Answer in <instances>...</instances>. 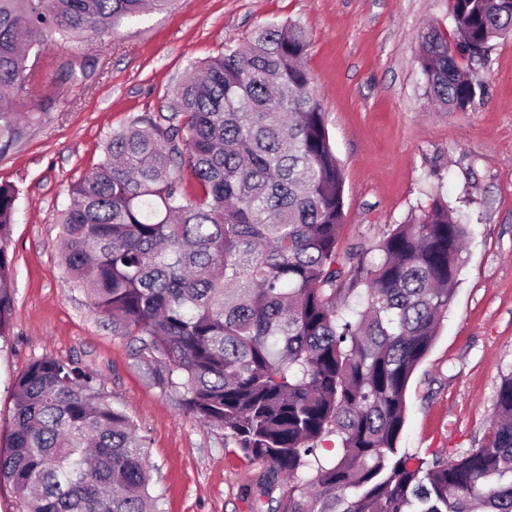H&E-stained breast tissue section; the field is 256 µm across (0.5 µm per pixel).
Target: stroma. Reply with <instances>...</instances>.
Masks as SVG:
<instances>
[{"instance_id": "stroma-1", "label": "stroma", "mask_w": 512, "mask_h": 512, "mask_svg": "<svg viewBox=\"0 0 512 512\" xmlns=\"http://www.w3.org/2000/svg\"><path fill=\"white\" fill-rule=\"evenodd\" d=\"M290 19L310 33L305 63L345 173L339 252L375 248L438 195L470 226L452 304L407 388L401 445L452 459L482 443L512 372V34L493 39L477 67L481 104L446 112L427 92L416 34L430 22L451 29L450 0H173L109 35L51 36L33 49L40 92L17 96L26 122L0 152V183L19 191L14 305L0 337V448L16 377L38 357L73 359L145 436L160 512H251L262 463L187 414L179 390L151 375L131 338L113 333L68 282L58 219L113 130L162 121L191 63ZM77 59L87 67L70 74L63 64Z\"/></svg>"}]
</instances>
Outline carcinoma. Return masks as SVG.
Listing matches in <instances>:
<instances>
[{
	"label": "carcinoma",
	"mask_w": 512,
	"mask_h": 512,
	"mask_svg": "<svg viewBox=\"0 0 512 512\" xmlns=\"http://www.w3.org/2000/svg\"><path fill=\"white\" fill-rule=\"evenodd\" d=\"M146 0H0V140L52 34L100 37ZM418 34L432 99L480 102L475 63L512 31V0H452ZM298 21L259 25L193 63L161 125L112 133L60 212V259L92 309L132 338L184 410L267 465L253 512H512V373L483 444L453 460L399 448L409 380L452 303L467 225L436 197L341 255L345 178L304 65ZM17 189L0 184V336L13 308ZM359 302L348 303L351 296ZM0 482L19 512H154L146 440L75 361L15 379ZM335 438L336 453H321Z\"/></svg>",
	"instance_id": "obj_1"
}]
</instances>
